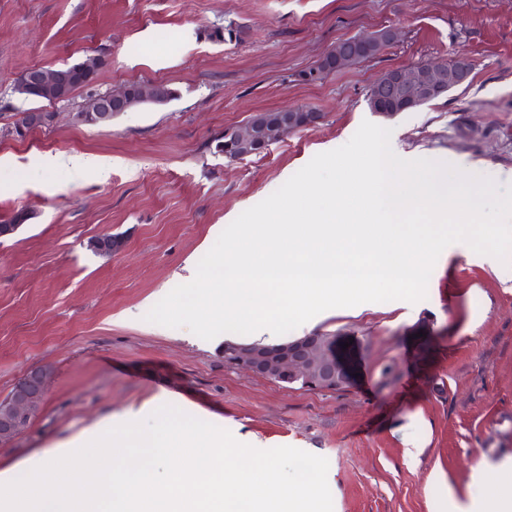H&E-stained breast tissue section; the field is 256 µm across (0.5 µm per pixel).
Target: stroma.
Here are the masks:
<instances>
[{"label": "stroma", "mask_w": 512, "mask_h": 512, "mask_svg": "<svg viewBox=\"0 0 512 512\" xmlns=\"http://www.w3.org/2000/svg\"><path fill=\"white\" fill-rule=\"evenodd\" d=\"M384 53L306 83L300 74L337 41L384 27ZM225 32L212 39L214 30ZM101 53L92 85L57 104L59 121L22 139L0 134V399L46 367L39 414L0 443V471L104 432L126 412L161 403L265 448L324 457L333 512H448L476 471L512 490V283L497 259L456 244L427 296L313 319L335 337L352 376L338 391L288 388L224 363V345L145 321L243 211L316 154L347 143L362 121L391 129L409 158L512 169V0H0V131L32 108L13 85L34 65ZM459 54L468 82L410 112L365 101L382 72ZM177 89L96 127L79 104L129 82ZM308 105L323 115L267 152L239 162L216 152L225 128L267 110ZM57 165L44 164L46 156ZM118 246L93 252L90 238Z\"/></svg>", "instance_id": "35a3bbf8"}]
</instances>
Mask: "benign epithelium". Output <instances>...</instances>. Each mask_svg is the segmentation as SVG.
<instances>
[{
	"label": "benign epithelium",
	"mask_w": 512,
	"mask_h": 512,
	"mask_svg": "<svg viewBox=\"0 0 512 512\" xmlns=\"http://www.w3.org/2000/svg\"><path fill=\"white\" fill-rule=\"evenodd\" d=\"M107 63L106 56L94 54L87 56L77 68L36 66L14 84V92L26 99L57 104L71 96L77 76L99 70ZM472 70L473 62L464 54L455 56L454 63L448 68L440 65L391 68L369 85L367 98L377 107H384L391 101L399 102L404 108L419 106L444 97L466 83ZM142 102H166L165 86L155 82L135 90L129 84L123 85L106 93L95 105L73 113V120L83 125L108 126L114 118ZM55 119L56 113H49L44 108L29 109L17 116V124L6 129L5 134L23 138ZM321 119L319 112L297 113L290 109L282 113L280 126L290 130L308 128L319 124ZM234 140L246 147V152L234 156L236 160L263 153L273 145L264 132L251 124L239 127ZM224 364L289 387L298 385L309 390L337 391L348 383L347 366L336 355L334 339L324 334H310L272 344L228 342L224 344ZM48 378L49 370L45 368L29 371L0 406L1 443L15 437L40 410Z\"/></svg>",
	"instance_id": "1"
}]
</instances>
